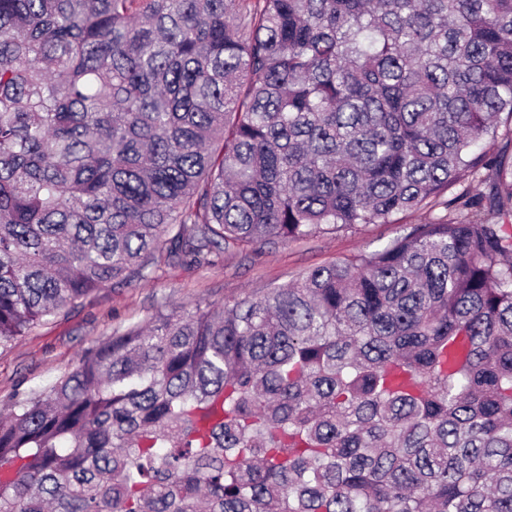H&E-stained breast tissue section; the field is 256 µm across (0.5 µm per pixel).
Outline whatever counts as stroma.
Returning <instances> with one entry per match:
<instances>
[{
  "label": "stroma",
  "instance_id": "1",
  "mask_svg": "<svg viewBox=\"0 0 512 512\" xmlns=\"http://www.w3.org/2000/svg\"><path fill=\"white\" fill-rule=\"evenodd\" d=\"M429 218L420 210L398 224H367L288 244L249 246L215 264L163 263L150 282L108 285L0 348V412H7L14 396L46 387L73 370L88 348L114 331L147 323L158 311L262 294L295 281L304 270L382 249Z\"/></svg>",
  "mask_w": 512,
  "mask_h": 512
}]
</instances>
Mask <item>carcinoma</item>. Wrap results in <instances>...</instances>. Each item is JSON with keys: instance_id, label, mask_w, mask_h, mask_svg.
Instances as JSON below:
<instances>
[{"instance_id": "cac0c4a2", "label": "carcinoma", "mask_w": 512, "mask_h": 512, "mask_svg": "<svg viewBox=\"0 0 512 512\" xmlns=\"http://www.w3.org/2000/svg\"><path fill=\"white\" fill-rule=\"evenodd\" d=\"M423 209L16 399L0 512H512V0H0V346Z\"/></svg>"}]
</instances>
